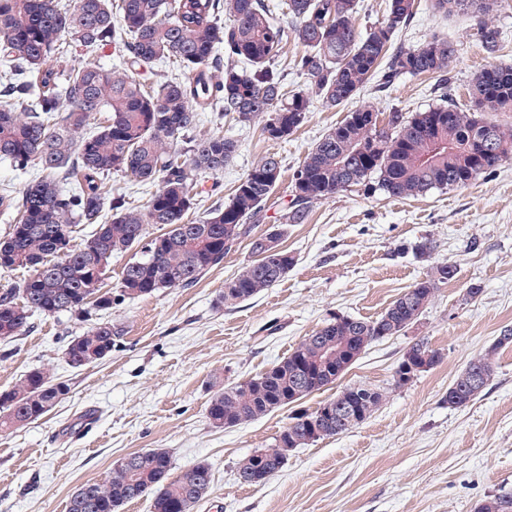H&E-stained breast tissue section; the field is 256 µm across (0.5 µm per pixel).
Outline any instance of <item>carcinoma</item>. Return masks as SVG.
I'll use <instances>...</instances> for the list:
<instances>
[{"label": "carcinoma", "instance_id": "carcinoma-1", "mask_svg": "<svg viewBox=\"0 0 512 512\" xmlns=\"http://www.w3.org/2000/svg\"><path fill=\"white\" fill-rule=\"evenodd\" d=\"M501 0H430L448 14L486 17ZM421 0H388L384 19L360 29L358 0H0V60L9 79L0 95V158L24 170L40 168L37 180L15 197H0V210L13 216L0 241V270L26 269L32 275L16 291L0 295V340L12 341L39 313L109 311L125 301L168 288H185L224 263L252 219L279 187L281 162L265 157L239 180L223 207L188 220L194 209L191 186L200 173L218 176L237 151L223 135L195 134L201 112H215L240 126L262 120L271 141L288 137L304 121L311 98L288 90L278 69L284 44L300 53L293 67L327 107L355 100L375 81L389 88L408 76L437 75L448 82L454 49L445 40L413 47L394 46V37L421 9ZM501 31L482 21L478 42L489 55L501 47ZM112 44L126 65L123 72L92 63L64 61V48L93 51ZM159 62L175 73L145 82L137 71ZM245 67H239V64ZM474 108L448 100L410 118L395 110L380 126L373 107L363 105L324 135L294 172L284 224L303 223L311 206L353 187L393 198H415L433 189L468 185L512 156V125L483 117L512 112V67L490 66L471 81ZM104 121L90 131L98 114ZM122 174L156 190L138 209L120 195L102 192L103 180ZM167 231L151 239L146 227ZM95 226L85 242L71 245L84 226ZM276 251L251 261L224 283L219 302L248 301L274 286L295 257L281 247L282 233L267 232ZM131 254L116 291L103 290L112 256ZM455 269L438 263L372 320L331 318L288 357L243 381L210 383L205 409L214 428H231L285 408L334 384L374 342L406 332L418 322L438 285ZM117 331L109 321L91 324L67 347L75 368L106 359ZM343 345L333 362L324 352ZM505 345L496 339L461 370L443 402L452 409L478 399L494 376V356ZM440 353L420 339L402 355L393 386L437 365ZM68 394V386L42 370L28 372L0 393V430L23 427L48 416ZM350 413L343 423L304 410L268 448L241 460L240 483H266L288 461V454L362 424L378 409L383 394L350 386L336 394ZM166 448L131 452L113 463L108 476L90 479L71 494L67 512H117L147 497L152 512H190L205 497L212 475L196 464L170 476ZM475 512H512L511 495H492Z\"/></svg>", "mask_w": 512, "mask_h": 512}]
</instances>
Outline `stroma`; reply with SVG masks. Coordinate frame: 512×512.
<instances>
[{"label":"stroma","instance_id":"stroma-1","mask_svg":"<svg viewBox=\"0 0 512 512\" xmlns=\"http://www.w3.org/2000/svg\"><path fill=\"white\" fill-rule=\"evenodd\" d=\"M488 21L503 36L492 58L474 37L477 17L422 7L395 43L448 39L456 53L447 87L435 75L409 76L384 91L370 83L357 104L407 117L445 95L468 104L476 74L492 64L512 66V0H501ZM354 106L313 102L300 127L276 142L259 125L204 114L200 134L232 137L238 151L216 180L221 189L199 176L195 216L223 207L266 155L281 162L280 186L250 238L193 287L107 311L118 337L96 365L68 364L66 347L87 324L67 314L34 315L23 335L0 343V392L34 369L70 387L47 417L0 432V512H66L78 485L149 448L168 449L177 474L209 467L211 489L192 512H474L487 496L512 494V345L496 355L494 378L479 399L458 410L443 402L465 364L512 329V160L466 187L415 199L344 191L318 201L305 223L284 227L282 245L296 258L285 278L246 302H218L225 282L252 261L251 238L267 233L288 207L293 172ZM424 237L436 245L434 261L456 265L455 279L439 285L412 328L374 342L334 384L301 402L313 408L343 387L363 385L383 392L378 410L344 434L294 449L266 484H240L239 461L269 447L292 411L212 427L205 416L211 377L263 373L332 317L376 318L425 276L426 262L411 250ZM474 284L481 291L472 297ZM420 339L438 350L440 363L393 387L396 364Z\"/></svg>","mask_w":512,"mask_h":512}]
</instances>
